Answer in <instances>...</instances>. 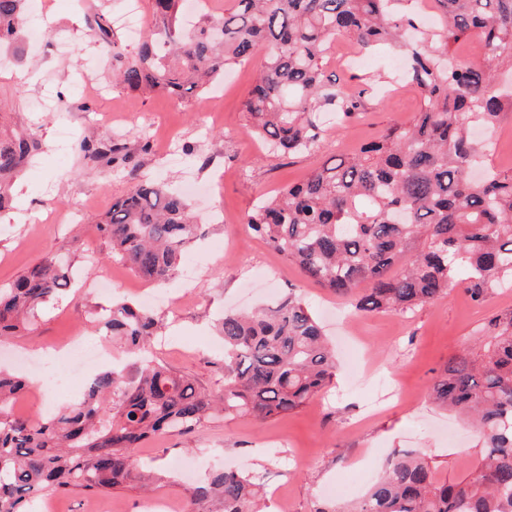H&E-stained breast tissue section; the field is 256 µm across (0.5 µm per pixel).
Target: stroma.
Listing matches in <instances>:
<instances>
[{
  "mask_svg": "<svg viewBox=\"0 0 512 512\" xmlns=\"http://www.w3.org/2000/svg\"><path fill=\"white\" fill-rule=\"evenodd\" d=\"M42 2L41 16L51 21L47 38L28 49L26 63L14 61L0 70V101L11 121L32 129L44 145L17 188L27 205L0 216V285L45 258L63 257L70 264L72 288L38 307L28 331L0 343V369L31 376L32 361L43 349L60 351L73 340L101 342L113 362H125L124 347L100 333V314L116 301H140L146 291L170 295L185 289L190 296L179 306L155 308L162 338L154 353L219 394L224 341L214 328L217 319L224 311L251 310L296 288L328 332L337 371L326 393L291 414L266 421L220 416L195 432L147 441L134 465L158 473L148 491L93 495L75 488L42 496L39 505L52 512H90L96 504L114 512H142L147 500L189 504L194 484L171 468L179 457L203 471L248 472L268 512H315L324 499L358 498L367 484L355 481V474L376 478L398 453L422 452L451 480L469 474L480 457V438L464 420L437 407L428 387L449 356L473 347L475 330L489 315L512 308V286L499 288L481 304L454 290L409 314L357 313L343 298L306 280L246 224L262 201L304 180L329 156L352 152L386 125L413 119L419 96L392 83L399 72L394 50L366 56L369 72L390 77L374 92L368 112L349 124H325L318 152L276 158L250 133L243 111L261 57L238 65L200 98L132 92L113 84L110 53L88 34L81 41L75 37L76 30L87 33L88 16L103 9L109 10L113 28L122 30L123 0ZM60 92L70 97L72 108L56 116L45 97ZM65 126L78 136L123 141L134 154L141 135H148L153 174L178 188L196 184L191 205L200 228L184 253L186 272L164 285L148 284L112 258L95 220L132 184L106 161L89 164L73 150L58 156L54 148ZM217 212L223 221L214 220ZM91 255L98 262L90 268ZM106 277L112 280L109 291L89 289V281Z\"/></svg>",
  "mask_w": 512,
  "mask_h": 512,
  "instance_id": "stroma-1",
  "label": "stroma"
}]
</instances>
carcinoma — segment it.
<instances>
[{"instance_id": "obj_1", "label": "carcinoma", "mask_w": 512, "mask_h": 512, "mask_svg": "<svg viewBox=\"0 0 512 512\" xmlns=\"http://www.w3.org/2000/svg\"><path fill=\"white\" fill-rule=\"evenodd\" d=\"M412 2L235 0L223 18L185 29L179 0H153L152 29L131 57L105 14L95 16L92 30L112 49L115 83L179 98L263 54L244 112L252 133L280 156L318 148L323 115L349 121L369 105L372 76L341 79L327 68L336 39L366 52L398 47L407 84L420 98L411 124H390L355 152L329 157L264 201L247 223L357 312H412L457 286L481 304L512 284V171L488 164L489 145L472 133L512 113V0ZM26 12L27 0H0V48L20 58ZM472 36L485 47L476 64L450 50ZM41 148L36 133L0 120V212ZM75 149L133 181L98 221L112 256L145 279L172 278L197 217L180 192L145 170L149 138L141 137L135 163L118 140L88 137ZM69 283L68 268L47 258L0 288V337L24 329L31 310ZM101 326L130 347V369L98 373L80 402L40 422L12 412L29 385L0 371V512H27L25 504L44 492L134 489L143 475L132 459L147 440L191 432L221 413L259 420L290 414L336 373L318 319L291 292L274 307L221 318V395L151 354L161 327L152 311L118 301ZM476 335L478 346L453 354L430 386L436 404L479 431L474 471L443 480L424 455L397 454L361 498L315 512H512V308L491 314ZM259 498L250 475L219 469L193 488L190 512H261Z\"/></svg>"}]
</instances>
